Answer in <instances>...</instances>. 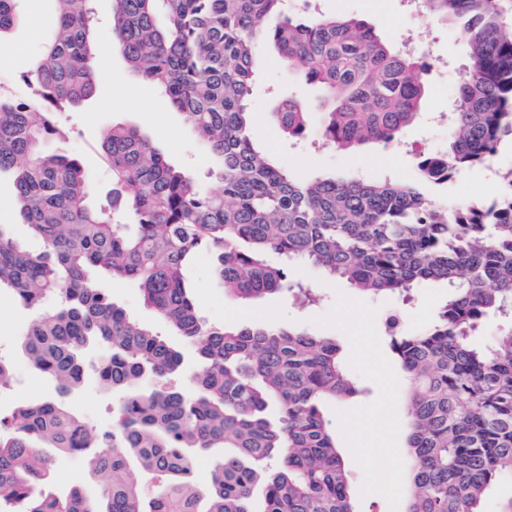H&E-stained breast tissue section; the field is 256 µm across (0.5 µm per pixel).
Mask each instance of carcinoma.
Returning a JSON list of instances; mask_svg holds the SVG:
<instances>
[{"label": "carcinoma", "mask_w": 512, "mask_h": 512, "mask_svg": "<svg viewBox=\"0 0 512 512\" xmlns=\"http://www.w3.org/2000/svg\"><path fill=\"white\" fill-rule=\"evenodd\" d=\"M52 2L56 22L22 75L26 92H0V177L12 178L22 223L44 244L31 251L0 224V288L33 312L18 351L52 386L0 414L3 512H355L323 412L359 394L339 345L297 327L206 323L182 274L202 251L243 301L307 296L290 271L302 262L367 294L448 288L426 329L386 325L408 382L405 512H484L489 491L512 478V173L488 202L450 204L430 189L512 136V27L497 0H427L468 55L448 147L419 157L409 183L300 176L252 141L248 101L267 44L320 89L327 146H386L419 120L426 70L364 20L296 22L285 0H112L113 49L183 115L221 188L170 164L142 130L114 125L101 138L112 171L105 206L91 202L75 156L45 150L58 113L90 99L99 80L92 0ZM272 15L283 20L264 26ZM21 21L23 0H0V45ZM272 116L299 138L311 112L291 96ZM101 274L136 282L179 343L112 301ZM491 317L496 336L476 344ZM92 351L95 384L119 396L107 452L73 399ZM188 354L200 370L174 385ZM209 448L224 455L196 484L194 454ZM54 452L80 459L98 493L50 490ZM145 474L157 480L148 499Z\"/></svg>", "instance_id": "1"}]
</instances>
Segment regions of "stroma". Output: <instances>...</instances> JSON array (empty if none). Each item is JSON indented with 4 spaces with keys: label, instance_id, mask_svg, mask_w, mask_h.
Wrapping results in <instances>:
<instances>
[{
    "label": "stroma",
    "instance_id": "obj_1",
    "mask_svg": "<svg viewBox=\"0 0 512 512\" xmlns=\"http://www.w3.org/2000/svg\"><path fill=\"white\" fill-rule=\"evenodd\" d=\"M314 3L326 15L367 20L394 47L419 33L427 37L441 69L431 75L421 110L426 114L451 111L456 86L463 74L466 49L447 25L430 18L419 23L408 20L398 0H314ZM25 11L36 19V26L16 28L7 47L0 49V89L14 93L24 89L21 76L40 52L42 31L55 23L50 0H27ZM111 12L112 0H94L99 69L104 77L90 101L58 115L57 123L64 137L49 142L48 150L78 156L96 186L102 189L109 182L100 149L102 132L114 125L134 126L143 130L170 162L190 169L207 187H216L217 181L210 174L207 147L168 98L152 83L134 79L125 60L113 51L107 31ZM288 96L312 103L317 91L283 69L275 51H268L252 89V138L258 146L270 148L276 160L285 163L289 170L339 178L361 174L376 181L415 179L413 159L387 146L320 148L322 124L316 112L312 113L301 139L288 137L270 115L275 102ZM511 171L512 141L507 139L486 164L462 172L447 185L434 189L433 195L451 203L464 198L490 199L499 193L502 175ZM212 267L211 256L201 252L185 273L194 287L195 304L207 323L227 327L299 326L335 338L345 368L361 390L356 398L324 408L341 446L354 506L357 512H405L403 480L409 469L407 381L390 350L384 320L387 315L396 314L405 330H424L436 317L443 289L423 287L413 291L406 300L391 295L364 297L345 282L300 264L295 274L316 292L317 301L301 304L290 293L280 292L246 302L225 294ZM101 285L114 302L137 320L149 324L163 337H170L168 326L144 307L134 282L112 278L102 280ZM30 316V311L10 291L0 290V358L12 364L5 393L0 396L1 414L39 401L49 391L48 383L15 352L13 339ZM75 402L89 425L104 427L111 424L118 399L89 382L79 390Z\"/></svg>",
    "mask_w": 512,
    "mask_h": 512
}]
</instances>
